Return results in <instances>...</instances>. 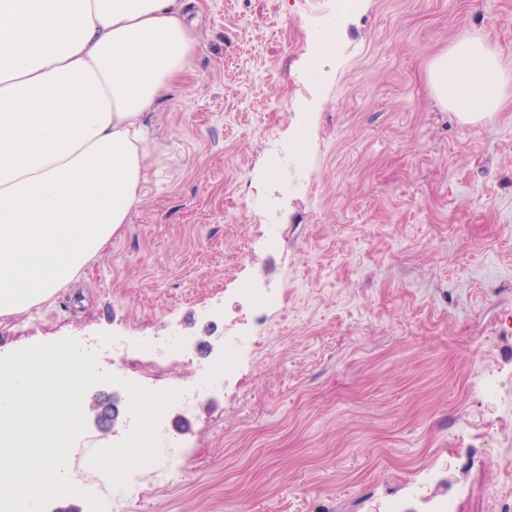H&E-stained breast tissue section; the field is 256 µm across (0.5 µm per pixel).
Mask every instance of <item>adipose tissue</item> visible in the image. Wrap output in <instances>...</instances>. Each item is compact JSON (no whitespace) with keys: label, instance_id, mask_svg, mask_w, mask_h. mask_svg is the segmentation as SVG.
Instances as JSON below:
<instances>
[{"label":"adipose tissue","instance_id":"adipose-tissue-1","mask_svg":"<svg viewBox=\"0 0 512 512\" xmlns=\"http://www.w3.org/2000/svg\"><path fill=\"white\" fill-rule=\"evenodd\" d=\"M187 0H0V315L74 280L140 201L141 118L187 70ZM437 102L495 111L506 77L482 37L435 57Z\"/></svg>","mask_w":512,"mask_h":512}]
</instances>
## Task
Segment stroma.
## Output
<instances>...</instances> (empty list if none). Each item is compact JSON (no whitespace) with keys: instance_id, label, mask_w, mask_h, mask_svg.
Here are the masks:
<instances>
[{"instance_id":"obj_1","label":"stroma","mask_w":512,"mask_h":512,"mask_svg":"<svg viewBox=\"0 0 512 512\" xmlns=\"http://www.w3.org/2000/svg\"><path fill=\"white\" fill-rule=\"evenodd\" d=\"M334 2L196 0L190 66L143 117L141 202L76 283L0 316V356L72 337L154 393L201 381L225 324L263 338L165 408L178 478L135 470L128 512H512V82L478 123L428 82L473 34L512 75V0H358L310 66ZM170 335L185 356L144 375L139 339ZM98 396L121 415L85 412L84 446L133 425L121 387Z\"/></svg>"}]
</instances>
